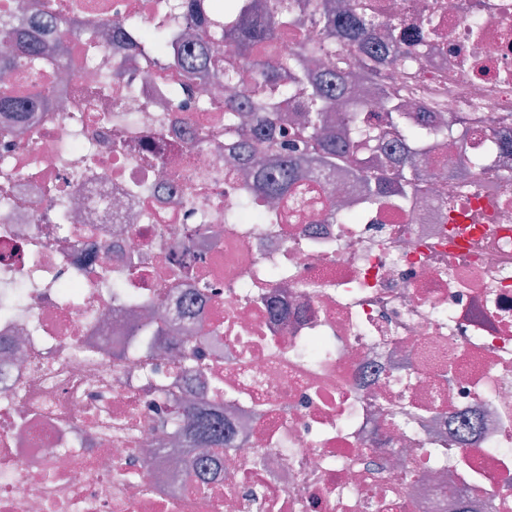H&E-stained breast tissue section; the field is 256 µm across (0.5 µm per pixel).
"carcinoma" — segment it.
Segmentation results:
<instances>
[{"mask_svg": "<svg viewBox=\"0 0 512 512\" xmlns=\"http://www.w3.org/2000/svg\"><path fill=\"white\" fill-rule=\"evenodd\" d=\"M168 8L180 15L186 23L187 40L196 46L193 31L202 30V24L210 23L224 40L234 44L238 54L251 60L254 75L252 95L240 98L230 95L224 99V116L232 118L244 112L253 115L252 124L243 135L255 141H274L279 138L281 122L278 112L285 99L298 102V112L293 118L294 137L282 145L283 154L275 168L267 172L260 166L256 156L249 159L250 167L257 174L258 187L272 200L288 196L298 179L304 164L333 170L349 164L358 177L364 180L367 191L398 194L404 201H416L418 182L426 176L424 168L413 155H404L394 162L384 163L372 169L354 157L357 143L374 136V128L364 124L360 113L366 111L364 100L366 84L374 89V104L385 112L393 142L409 143L425 139L432 127L422 124L404 123L408 105L403 100L405 86L391 82L390 71L407 65L412 56L415 40L425 41L430 31L425 29L414 36L385 41L378 35L376 22L358 11V4L345 3L336 13L320 3H312L310 22L319 30L317 46L302 45L294 57L284 62L271 57L252 56L256 47H265L272 42L279 28L302 22L299 15V0H271L267 12L261 16L250 14L241 0L225 4L228 22H214L209 15L212 4L207 0H169ZM135 19L104 21L98 31L102 41L107 42L125 29L138 28ZM139 49H145L147 59L155 64L179 67L185 78L184 90L174 93V99L185 103L184 91L190 90L199 63L208 60V67L218 72L226 84H233L238 77L234 64L221 60L214 53L203 57L199 52H188L181 59H170L165 55V38L160 29L145 30ZM330 52L341 50L352 59L347 70L328 68L309 73L306 77L296 74V62L308 58L314 63L320 49ZM63 49L49 57L34 28H16L0 23V67L7 70L42 65L62 77L66 73ZM51 87L22 93L10 84L0 85V111L39 112L46 103ZM194 441L208 445L206 452L215 456L224 452V422L205 419L194 429Z\"/></svg>", "mask_w": 512, "mask_h": 512, "instance_id": "1", "label": "carcinoma"}]
</instances>
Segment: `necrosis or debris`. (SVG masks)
I'll list each match as a JSON object with an SVG mask.
<instances>
[{"label": "necrosis or debris", "instance_id": "1", "mask_svg": "<svg viewBox=\"0 0 512 512\" xmlns=\"http://www.w3.org/2000/svg\"><path fill=\"white\" fill-rule=\"evenodd\" d=\"M48 2L58 105L0 114V512H512V0H363L433 30L392 74L448 128L414 207L344 169L267 206L210 72L179 107L177 67L69 33L178 55L181 17ZM201 412L234 433L203 483Z\"/></svg>", "mask_w": 512, "mask_h": 512}]
</instances>
